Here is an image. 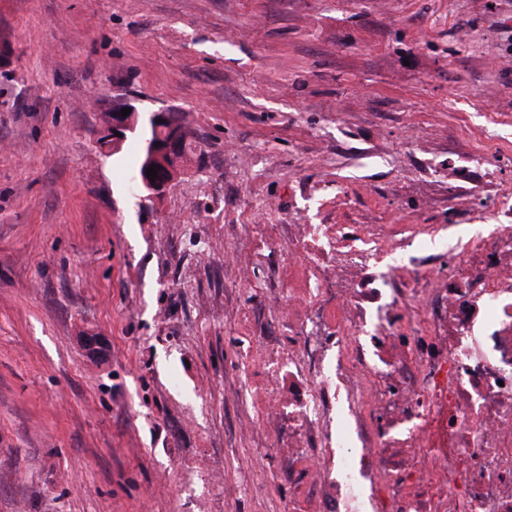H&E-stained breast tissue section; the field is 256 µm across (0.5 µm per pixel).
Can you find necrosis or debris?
<instances>
[{"mask_svg": "<svg viewBox=\"0 0 512 512\" xmlns=\"http://www.w3.org/2000/svg\"><path fill=\"white\" fill-rule=\"evenodd\" d=\"M484 177L502 221L449 252L446 286L427 254L408 278L330 225L289 233L307 285L269 310L288 339L252 401L281 512H512V197Z\"/></svg>", "mask_w": 512, "mask_h": 512, "instance_id": "necrosis-or-debris-1", "label": "necrosis or debris"}]
</instances>
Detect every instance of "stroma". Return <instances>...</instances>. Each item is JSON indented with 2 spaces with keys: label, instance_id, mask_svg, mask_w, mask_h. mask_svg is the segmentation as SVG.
<instances>
[{
  "label": "stroma",
  "instance_id": "35a3bbf8",
  "mask_svg": "<svg viewBox=\"0 0 512 512\" xmlns=\"http://www.w3.org/2000/svg\"><path fill=\"white\" fill-rule=\"evenodd\" d=\"M124 101L195 132L150 201L96 143ZM480 146L512 193V0H0V512H191L215 469L211 512H280L239 338L285 333L289 225L447 274Z\"/></svg>",
  "mask_w": 512,
  "mask_h": 512
}]
</instances>
